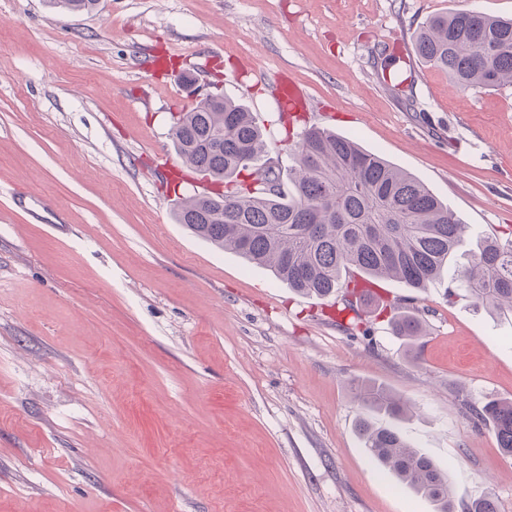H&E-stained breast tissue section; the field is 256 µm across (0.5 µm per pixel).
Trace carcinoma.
I'll return each mask as SVG.
<instances>
[{
    "mask_svg": "<svg viewBox=\"0 0 512 512\" xmlns=\"http://www.w3.org/2000/svg\"><path fill=\"white\" fill-rule=\"evenodd\" d=\"M72 13H91L99 0H47ZM423 64L444 70L458 89L512 86V19L474 10L430 16L412 36ZM288 167L260 161L265 141L252 112L211 92L173 118L176 153L195 173L224 185L223 194H192L176 201L175 220L196 237L269 268L295 292L328 297L342 273L394 278L425 288L453 270L475 308L512 315V235L485 238L463 249L464 224L456 212L407 171L350 138L311 126L298 133ZM262 171L277 185L268 194L247 188L242 172ZM466 262H460V259ZM394 335H423L415 314L390 319ZM365 412L356 424L366 452L435 512H455L449 475L409 444L399 430L374 425L373 412L401 419L407 401L365 382L352 383ZM472 419L493 426L499 448L512 455V401L466 404Z\"/></svg>",
    "mask_w": 512,
    "mask_h": 512,
    "instance_id": "carcinoma-1",
    "label": "carcinoma"
}]
</instances>
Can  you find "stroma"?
Returning a JSON list of instances; mask_svg holds the SVG:
<instances>
[{
  "instance_id": "obj_1",
  "label": "stroma",
  "mask_w": 512,
  "mask_h": 512,
  "mask_svg": "<svg viewBox=\"0 0 512 512\" xmlns=\"http://www.w3.org/2000/svg\"><path fill=\"white\" fill-rule=\"evenodd\" d=\"M512 0H0V512H434L366 453L351 384L406 398L404 438L458 512H512V455L464 402L512 400V317L452 273L426 289L294 293L193 236L160 165L171 116L210 90L257 117L288 166L300 125L352 137L456 211L469 240L512 228V87L456 89L411 36ZM254 67L305 85L284 123ZM417 311L425 334L393 336Z\"/></svg>"
}]
</instances>
